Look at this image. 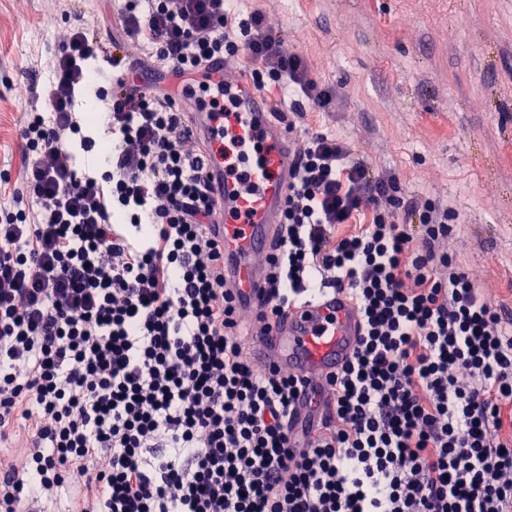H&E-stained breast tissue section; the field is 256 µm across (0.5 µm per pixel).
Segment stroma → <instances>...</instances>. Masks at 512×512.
I'll return each mask as SVG.
<instances>
[{
	"label": "stroma",
	"mask_w": 512,
	"mask_h": 512,
	"mask_svg": "<svg viewBox=\"0 0 512 512\" xmlns=\"http://www.w3.org/2000/svg\"><path fill=\"white\" fill-rule=\"evenodd\" d=\"M285 45L335 86V112L282 121L345 138L406 198L455 216L448 243L489 297L512 310V0H248ZM121 0H0V208L21 189L22 113L81 24L120 39ZM465 17L456 26V17Z\"/></svg>",
	"instance_id": "obj_1"
}]
</instances>
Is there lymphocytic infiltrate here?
I'll use <instances>...</instances> for the list:
<instances>
[{
	"mask_svg": "<svg viewBox=\"0 0 512 512\" xmlns=\"http://www.w3.org/2000/svg\"><path fill=\"white\" fill-rule=\"evenodd\" d=\"M233 2L126 0L146 53L119 78L88 71L98 42L65 29L53 119L23 115L24 192L0 212V512L66 494L74 512H512V312L449 253V211L336 135L292 154L254 326L337 287L355 351L302 405L306 378L252 360L204 149L141 79L243 57L274 112H332L339 94L262 10L231 33ZM89 85L112 137L98 177L73 164Z\"/></svg>",
	"mask_w": 512,
	"mask_h": 512,
	"instance_id": "lymphocytic-infiltrate-1",
	"label": "lymphocytic infiltrate"
}]
</instances>
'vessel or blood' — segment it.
Returning <instances> with one entry per match:
<instances>
[{
	"label": "vessel or blood",
	"mask_w": 512,
	"mask_h": 512,
	"mask_svg": "<svg viewBox=\"0 0 512 512\" xmlns=\"http://www.w3.org/2000/svg\"><path fill=\"white\" fill-rule=\"evenodd\" d=\"M225 65L212 60L193 79L173 78L168 86L177 103L188 99L190 83L222 86ZM235 112L223 115L193 102L190 128L207 145L205 175L221 208L216 231L224 240V273L237 289L244 308L258 302L266 258L277 239L291 160L281 122L246 80L233 85ZM262 134L266 149L247 168V186L225 177L224 139L245 142ZM361 332L355 303L345 292L326 288L311 302L291 309L267 336L254 342L251 355L262 365H273L316 379L336 372L353 354Z\"/></svg>",
	"instance_id": "obj_1"
}]
</instances>
